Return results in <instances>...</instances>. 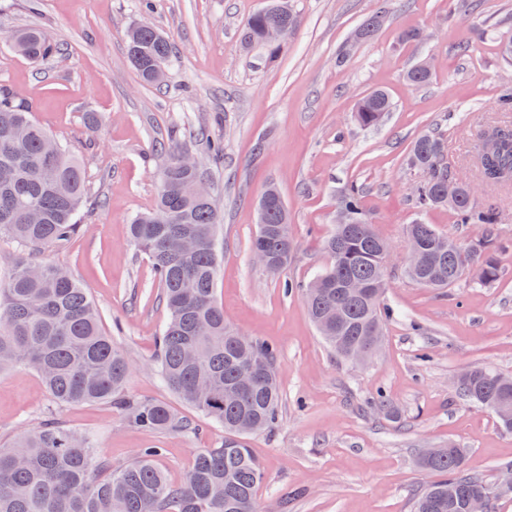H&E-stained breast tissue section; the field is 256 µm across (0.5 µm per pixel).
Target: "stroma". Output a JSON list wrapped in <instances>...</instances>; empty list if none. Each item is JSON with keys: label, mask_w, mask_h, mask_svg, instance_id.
<instances>
[{"label": "stroma", "mask_w": 512, "mask_h": 512, "mask_svg": "<svg viewBox=\"0 0 512 512\" xmlns=\"http://www.w3.org/2000/svg\"><path fill=\"white\" fill-rule=\"evenodd\" d=\"M292 3L300 23L269 63L240 45L243 25L266 0H0V89L32 106L35 120L79 157L87 183L81 234L41 250L1 237L0 280L25 258L68 270L94 301L102 331L134 364L126 396L167 404L192 425L149 432L108 402L56 404L34 371L17 365L0 370V445L50 419L91 436L115 470L140 449H160L157 463L177 483L200 449L223 444V427L181 402L158 372L167 310L149 256L128 237L131 219L156 205L166 161L159 144L176 129L181 150L202 158L207 139L224 143L223 161L205 166L223 216L216 299L235 331L278 352L279 421L246 439L265 472L260 512H411L414 495L436 479L419 456L450 441L465 448V469L490 482L512 467V431L453 385L473 366L512 376V186L477 185L474 197L497 208L495 233L509 243L497 254L500 281L434 290L400 274L413 221L461 244L483 234L448 210L413 209L412 189L425 174L409 169L406 156L420 134H442L449 175L475 183V136L502 120L497 98L512 85V61L498 45L512 31V0H392L389 18L341 67L337 50L377 0ZM142 23L175 48L159 85L142 82L127 56L126 32ZM28 26L42 29L58 54L33 62L14 53L10 35ZM410 29L425 40L401 43L399 32ZM430 56L438 61L431 81L410 85L408 68ZM376 89L392 109L379 126L361 127L356 104ZM91 113L97 125H89ZM271 182L296 244L279 278L250 251L254 201ZM352 182L391 246L385 302L395 315L379 355L364 363L325 344L303 291L330 263L322 242ZM287 280L295 285L289 294ZM380 395L391 411L374 408Z\"/></svg>", "instance_id": "obj_1"}]
</instances>
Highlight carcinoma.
I'll list each match as a JSON object with an SVG mask.
<instances>
[{
	"label": "carcinoma",
	"mask_w": 512,
	"mask_h": 512,
	"mask_svg": "<svg viewBox=\"0 0 512 512\" xmlns=\"http://www.w3.org/2000/svg\"><path fill=\"white\" fill-rule=\"evenodd\" d=\"M388 14L389 0H381L355 40L371 38ZM283 23L297 24L298 15L291 8L280 10V0H268L242 29L243 45L260 48L266 61H275L284 45L273 41L271 32ZM9 41L15 52L32 61L48 60L58 51L36 27L15 31ZM127 52L147 84L152 83L154 62L168 63L174 56L172 44L147 24L130 29ZM432 75L433 70L419 64L406 72L415 87L426 85ZM390 109L388 95L375 90L359 100L355 119L363 127H375ZM49 139L27 102L0 91V237L33 249L48 248L82 231L76 222L86 189L82 164L61 144L56 151H47ZM164 151L168 159L157 206L133 218L131 242L151 258L169 312L158 337L161 377L182 402L224 427V445L201 449L183 481L173 484L155 464L157 448H144L123 468L107 471L89 436L45 423L25 430L9 447H0V512H258L264 471L244 436L278 423L276 352L224 322V309L216 300L221 215L214 199L192 195L194 181L204 173L179 164L177 138H170ZM474 161L483 182L512 184L511 121L480 135ZM407 165L426 172V179L412 192L417 211L448 208L458 223L487 228L482 247L474 251L430 224L413 222L407 226V245L419 246L425 260L418 270L405 268L407 275L426 288H451L474 270L482 285L499 280L500 241L492 234L498 211L478 207L464 194L448 202L442 139L433 133L417 137ZM264 194L267 201H257L259 232L270 255L266 270L278 277L294 252L293 240L275 233L278 225L288 223V210L276 200L279 192L274 186ZM361 198L355 182L339 195L340 222L324 245L332 263L305 289L310 318L344 359L360 347L372 357L391 314L383 302L388 242L373 231ZM353 283L371 286V294H360ZM12 365L35 371L59 405L111 402L146 431L190 428L164 403L123 397L131 371L128 357L102 332L85 289L50 262L22 260L9 279L0 282V369ZM251 368L263 370V379L251 391L236 394L239 376ZM457 391L465 400L494 411L502 426L512 431V380L473 366L461 374ZM420 466L444 479L417 495L414 512H465L467 499L475 495L485 499L487 512H495L502 491L464 468L463 449L450 444L424 451Z\"/></svg>",
	"instance_id": "1"
}]
</instances>
